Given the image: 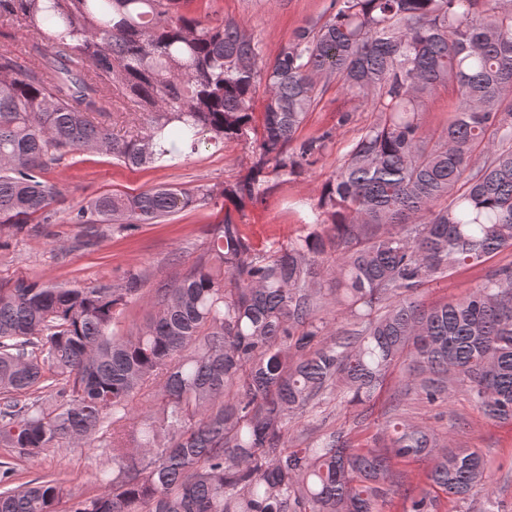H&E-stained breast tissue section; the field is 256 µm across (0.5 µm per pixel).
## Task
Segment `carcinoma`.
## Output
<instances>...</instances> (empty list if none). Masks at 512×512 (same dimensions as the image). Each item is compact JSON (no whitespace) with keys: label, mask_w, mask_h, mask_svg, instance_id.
Listing matches in <instances>:
<instances>
[{"label":"carcinoma","mask_w":512,"mask_h":512,"mask_svg":"<svg viewBox=\"0 0 512 512\" xmlns=\"http://www.w3.org/2000/svg\"><path fill=\"white\" fill-rule=\"evenodd\" d=\"M191 2L0 0V18L32 40L26 60L0 52L1 228L49 219L59 190L45 173L73 151L149 168L253 142L250 172L224 187L243 208L270 177L307 171L336 129L353 137L305 234L260 251L225 213L133 336L112 325L139 298L136 275L0 288V512H379L394 458L431 459V485L466 498L485 481L483 456L426 427L389 420L386 456L334 434L293 448L288 419L336 392L366 403L404 360L428 403L459 380L486 417L512 422V267L455 301L415 298L512 247V0H331L272 58L243 25L197 17ZM333 81L372 120L340 112L299 137ZM440 88L457 112L429 132L421 114ZM118 101L140 121L122 137L103 121ZM208 199L112 194L76 221L126 227ZM329 297L348 327L317 316ZM88 440L112 449L98 491L14 485V458ZM436 506L424 490L403 512Z\"/></svg>","instance_id":"1"}]
</instances>
